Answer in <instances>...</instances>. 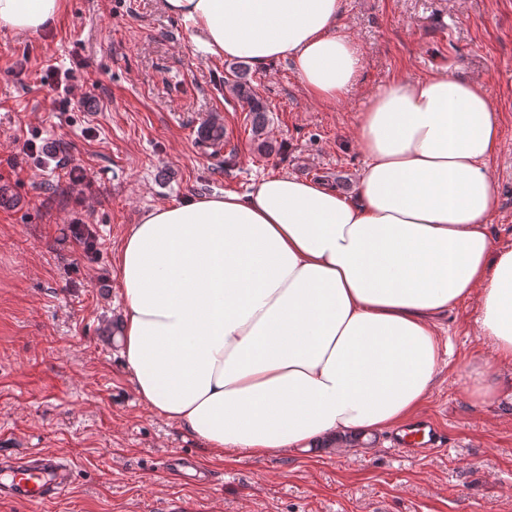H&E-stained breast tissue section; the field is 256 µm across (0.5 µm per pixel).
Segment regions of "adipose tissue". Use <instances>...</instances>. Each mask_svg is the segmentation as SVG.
<instances>
[{"label":"adipose tissue","mask_w":512,"mask_h":512,"mask_svg":"<svg viewBox=\"0 0 512 512\" xmlns=\"http://www.w3.org/2000/svg\"><path fill=\"white\" fill-rule=\"evenodd\" d=\"M63 4L0 0V29L40 32ZM161 4L203 55L289 62L321 104L344 99L362 69L344 0ZM497 112L481 80L394 77L357 115L353 196L272 174L143 214L116 257L139 399L226 454L381 432L417 414L443 354L435 320L472 298L492 355L469 382L477 402L498 399L512 249L488 228Z\"/></svg>","instance_id":"obj_1"}]
</instances>
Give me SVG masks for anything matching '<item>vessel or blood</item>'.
<instances>
[{"label": "vessel or blood", "instance_id": "obj_1", "mask_svg": "<svg viewBox=\"0 0 512 512\" xmlns=\"http://www.w3.org/2000/svg\"><path fill=\"white\" fill-rule=\"evenodd\" d=\"M436 443L437 429L427 419L403 427L393 438L394 446L408 455L434 448ZM72 480L73 464L63 458L34 453L0 458V497L28 504L33 512L63 496Z\"/></svg>", "mask_w": 512, "mask_h": 512}]
</instances>
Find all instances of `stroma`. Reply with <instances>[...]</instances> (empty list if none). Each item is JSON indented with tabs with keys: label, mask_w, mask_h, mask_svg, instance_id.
Masks as SVG:
<instances>
[{
	"label": "stroma",
	"mask_w": 512,
	"mask_h": 512,
	"mask_svg": "<svg viewBox=\"0 0 512 512\" xmlns=\"http://www.w3.org/2000/svg\"><path fill=\"white\" fill-rule=\"evenodd\" d=\"M362 71L333 106L313 102L289 63L250 68L269 109L255 138L231 61L201 58L161 0H65L37 35L0 30V449L71 460L76 480L44 512H512V400L475 403L472 362L490 356L468 300L439 320L444 355L420 409L443 437L411 456L389 432L337 449L328 438L256 458L218 454L141 402L121 356L122 239L151 208L247 192L289 174L351 195L363 166L357 114L392 77L482 80L499 110L489 220L512 248V0H345ZM216 121L220 142L203 138ZM34 140L39 160L20 153ZM80 165L72 183L63 161ZM89 224L95 248L71 231ZM195 476L166 472L171 454Z\"/></svg>",
	"instance_id": "obj_1"
}]
</instances>
